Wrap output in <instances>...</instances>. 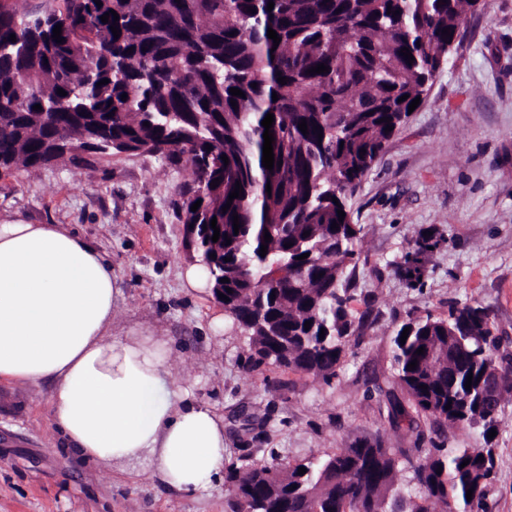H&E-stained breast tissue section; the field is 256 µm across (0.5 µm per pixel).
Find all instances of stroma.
Wrapping results in <instances>:
<instances>
[{"label": "stroma", "mask_w": 512, "mask_h": 512, "mask_svg": "<svg viewBox=\"0 0 512 512\" xmlns=\"http://www.w3.org/2000/svg\"><path fill=\"white\" fill-rule=\"evenodd\" d=\"M463 27V42L346 200L362 228L345 305L360 332L330 384L292 370H244L247 336L216 325L224 311L211 294L184 287L178 205L194 184L187 162L85 153L0 176V223L67 224L105 255L122 287L113 334L172 339L173 378L223 415L230 459L249 448L253 461L275 454L293 464L378 440L401 456L403 488L416 449L488 446L490 512H512V405L489 442L478 427L411 430L388 417L403 396L391 377L392 339L409 318L481 302L512 353V0H490ZM427 231L438 244L406 276L404 257ZM50 390L0 385V512H127L131 502L137 512H224L223 481L184 496L156 485L146 463L128 476L77 462L56 436Z\"/></svg>", "instance_id": "stroma-1"}]
</instances>
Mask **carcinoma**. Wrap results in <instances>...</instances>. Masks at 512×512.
<instances>
[{
  "label": "carcinoma",
  "instance_id": "carcinoma-1",
  "mask_svg": "<svg viewBox=\"0 0 512 512\" xmlns=\"http://www.w3.org/2000/svg\"><path fill=\"white\" fill-rule=\"evenodd\" d=\"M100 2L64 0L61 43L33 31L30 15L0 2V159L16 172L63 162L66 154L49 149L59 139L70 150L101 156L147 153L187 161L194 187L182 197L179 219L198 225L195 254L206 260L212 294L219 295L218 286L231 289L224 314L249 336L244 368H294L330 382L353 333L340 295L350 287L347 269L359 234L338 211L409 117L407 106L424 96L447 62L448 47L461 42L465 19L485 11L488 0ZM111 10L119 20L111 15L102 22ZM112 25L120 30L117 38ZM270 28L281 38L277 46L267 36ZM445 28L450 35L442 34ZM321 63L329 71L309 72ZM280 75L287 84L278 82ZM103 79L109 83L98 85ZM60 88L67 95L57 94ZM232 88L245 97L232 96ZM36 104L41 109H33ZM269 113L278 133L274 159L282 162L270 171L262 164L261 125ZM303 119L306 135L299 129ZM388 125L393 130L385 131ZM238 181L240 196L222 210ZM304 253L308 257L299 259ZM274 262L285 265V275L259 281L256 273ZM502 344L492 310L479 302L403 323L393 339L392 369L409 407L393 405L391 421L480 425L488 435L512 402V353ZM422 346L424 353H417ZM489 372L499 375L503 389L493 408L484 392ZM416 452L405 492L396 487V452L379 443L353 442L293 466L275 454L260 463H232L225 474L227 512H340L358 501L364 512H487L493 449L435 444Z\"/></svg>",
  "mask_w": 512,
  "mask_h": 512
}]
</instances>
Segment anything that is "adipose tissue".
Masks as SVG:
<instances>
[{
    "label": "adipose tissue",
    "mask_w": 512,
    "mask_h": 512,
    "mask_svg": "<svg viewBox=\"0 0 512 512\" xmlns=\"http://www.w3.org/2000/svg\"><path fill=\"white\" fill-rule=\"evenodd\" d=\"M120 293L111 263L68 225L0 224V382L50 383L77 461H145L158 485L200 493L224 473V418L172 379L167 337L112 335Z\"/></svg>",
    "instance_id": "1"
}]
</instances>
